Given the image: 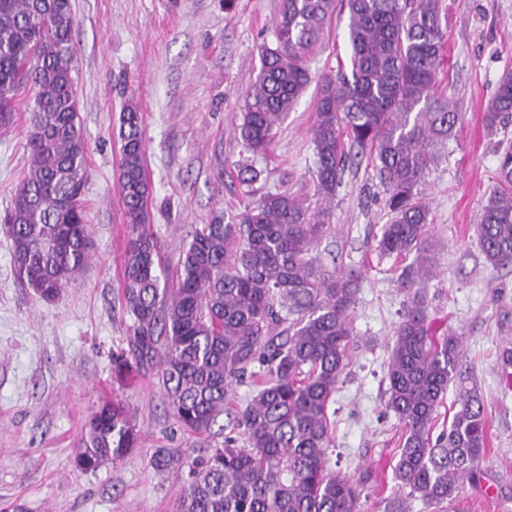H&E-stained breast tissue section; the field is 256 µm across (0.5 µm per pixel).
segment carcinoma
I'll return each mask as SVG.
<instances>
[{
  "mask_svg": "<svg viewBox=\"0 0 512 512\" xmlns=\"http://www.w3.org/2000/svg\"><path fill=\"white\" fill-rule=\"evenodd\" d=\"M332 4L280 0L272 44L264 46L240 108L237 133L252 154H268L276 128L311 83L305 57ZM346 4L351 70L340 62L321 79L312 129L319 208L312 213L293 196L267 192L239 223L201 225L181 248L171 288L161 284L165 270L150 230L142 115L133 105L121 115V304L134 322L115 373L157 369L177 421L197 435L211 432L234 386L252 383L234 416L243 445L227 436L224 447L189 465L179 512H356L358 488L327 467L326 452L333 443L329 406L354 342L350 310L361 274H336L314 254L351 161L348 144L370 153L386 191L390 219L379 251L412 259L399 277L404 311L387 366L386 409L403 424L395 479L405 493L385 499L384 512H410L412 499L446 512L484 479V400L465 366L461 337L432 334L425 297L436 261L418 187L463 119L435 93L447 41L440 0ZM73 34L71 0H0L1 131L15 122L18 93L29 95L28 171L0 229L20 281L46 302L59 299L92 260ZM511 118L512 72L499 83L484 123L496 133ZM478 236L487 262L512 264V143L500 152ZM451 386L459 411L436 434ZM138 443L125 406L104 400L85 425L77 465L94 470ZM181 458L176 448H157L151 465L162 472Z\"/></svg>",
  "mask_w": 512,
  "mask_h": 512,
  "instance_id": "1",
  "label": "carcinoma"
}]
</instances>
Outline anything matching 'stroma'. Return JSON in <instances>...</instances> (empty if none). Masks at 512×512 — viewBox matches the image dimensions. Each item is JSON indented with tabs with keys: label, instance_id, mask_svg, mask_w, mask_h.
<instances>
[{
	"label": "stroma",
	"instance_id": "obj_1",
	"mask_svg": "<svg viewBox=\"0 0 512 512\" xmlns=\"http://www.w3.org/2000/svg\"><path fill=\"white\" fill-rule=\"evenodd\" d=\"M278 3L72 0L93 260L58 300L45 302L19 281L10 241L0 232V507L9 512H178L188 462L230 435L228 414L208 435L184 431L157 369L124 379L113 372L133 323L121 304L126 216L119 117L129 104L143 115L151 228L167 277H174L182 242L195 226L218 216L238 223L267 192L314 202L316 85L280 124L268 156L247 152L235 131L261 47L272 40ZM442 11L447 45L439 91L464 121L420 187L437 261L426 290L429 322L436 335H462L489 421L486 476L481 488L467 490L461 512H512V373L501 368L503 350L512 348V266L489 265L476 233L500 141L512 140V122L501 137L484 124L500 80L512 71V0H443ZM348 23L345 0H334L332 19L306 59L312 76L348 60ZM27 118L26 99L18 97L13 128L0 132V214L27 169ZM245 162L260 172L249 185L237 178ZM385 199L373 162L357 157L316 249L323 264L363 273L351 311L357 343L329 407L335 442L328 463L358 484L357 512H382V499L399 492L394 466L402 424L385 401L403 264L377 250L389 220ZM103 398L126 406L140 443L121 460L84 472L75 458L84 423ZM157 448L181 449L183 466L155 471L150 458Z\"/></svg>",
	"mask_w": 512,
	"mask_h": 512
}]
</instances>
